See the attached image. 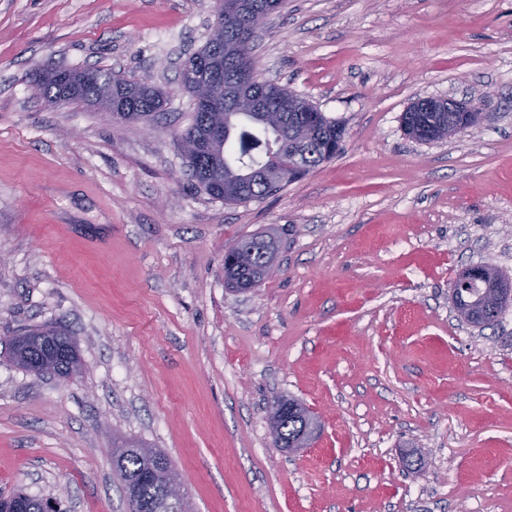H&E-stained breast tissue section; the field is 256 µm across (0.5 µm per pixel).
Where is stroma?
<instances>
[{"mask_svg": "<svg viewBox=\"0 0 512 512\" xmlns=\"http://www.w3.org/2000/svg\"><path fill=\"white\" fill-rule=\"evenodd\" d=\"M214 0H0V492L65 512H130L113 439L166 453L191 512H512V305L459 322L450 282L512 278V0H287L264 78L345 125L343 150L258 201L188 176L181 56ZM96 66L162 88L157 125L52 106L35 70ZM484 119L409 138L417 99ZM278 240L260 286L224 253ZM73 336L62 382L10 359L22 329ZM299 399L311 448L273 444L266 407ZM266 240L262 236H256L241 241L253 243V256L248 265L241 263L234 254L233 248L235 245L226 251L224 255V281L228 288L234 291H245L249 288H255L263 282L262 279L257 278L258 273L262 270L268 252L274 254L273 243H266Z\"/></svg>", "mask_w": 512, "mask_h": 512, "instance_id": "35a3bbf8", "label": "stroma"}]
</instances>
